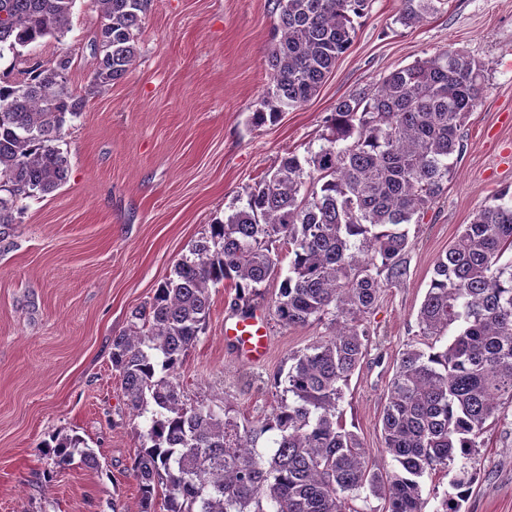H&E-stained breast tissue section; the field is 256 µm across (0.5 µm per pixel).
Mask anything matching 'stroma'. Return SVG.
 Listing matches in <instances>:
<instances>
[{
	"instance_id": "35a3bbf8",
	"label": "stroma",
	"mask_w": 512,
	"mask_h": 512,
	"mask_svg": "<svg viewBox=\"0 0 512 512\" xmlns=\"http://www.w3.org/2000/svg\"><path fill=\"white\" fill-rule=\"evenodd\" d=\"M400 8L401 0H370L317 94L254 126L249 117L271 84L273 0H151L136 65L63 128L65 183L22 200L18 224L0 242V512H138L130 467L144 425L112 367V340L127 332L131 311L282 157L318 147L338 100L452 47L485 63L486 91L445 193L410 227L408 275L383 288L368 352L338 405L370 456L392 468L382 411L401 353L422 344L417 312L434 263L512 188V0H446L407 28L396 21ZM99 23L94 0H76L63 41L32 44L19 60L5 54L0 69L20 80L25 58L68 50V88L84 92ZM278 288L271 282L250 300L267 312L269 340L266 357L253 362L224 336L225 322L241 313L234 289L211 287L206 329L177 371L185 398L229 399L242 421L271 413L282 394L275 378L327 332L317 322L277 325L269 310ZM55 436L83 439L98 468L77 462L45 477L42 447ZM480 441L448 471L425 476L422 512H443L450 477L462 469L476 482L461 512H512V404Z\"/></svg>"
}]
</instances>
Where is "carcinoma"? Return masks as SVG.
Segmentation results:
<instances>
[{
	"label": "carcinoma",
	"mask_w": 512,
	"mask_h": 512,
	"mask_svg": "<svg viewBox=\"0 0 512 512\" xmlns=\"http://www.w3.org/2000/svg\"><path fill=\"white\" fill-rule=\"evenodd\" d=\"M75 0H0V59L46 37L60 42ZM100 24L91 43L95 67L83 94L68 90L63 51L27 59L25 79L0 85V239L21 214L19 202L53 193L66 180L58 147L67 121L88 97L123 79L139 56L148 0H94ZM443 0H401L395 22L413 27ZM369 0H275L278 40L261 125L313 98L348 50L354 19ZM485 91V64L445 48L339 100L322 143L290 153L247 192L243 205L210 225L148 304L132 310L128 332L112 340L129 412L144 419L146 440L131 472L140 512H350L364 492L384 512H421L425 475L479 446L486 423L512 404V194L481 209L436 260L417 314L427 349L401 353L382 414L393 470L368 457L337 414L344 387L367 351L370 314L382 288L408 274L409 225L422 222L444 193L464 152L463 127ZM291 255L279 267L278 243ZM279 282L273 317L285 327L326 321L330 333L294 356L271 413L238 421L228 405L183 402L176 371L210 314L209 288L234 287L240 300ZM458 333L445 344L451 325ZM273 436L266 459L252 453ZM65 438L43 455L53 466L75 455L98 466L92 449ZM474 483L461 470L444 512H461Z\"/></svg>",
	"instance_id": "cac0c4a2"
}]
</instances>
